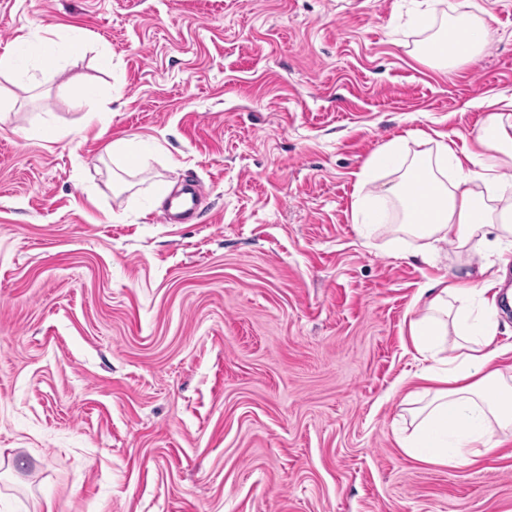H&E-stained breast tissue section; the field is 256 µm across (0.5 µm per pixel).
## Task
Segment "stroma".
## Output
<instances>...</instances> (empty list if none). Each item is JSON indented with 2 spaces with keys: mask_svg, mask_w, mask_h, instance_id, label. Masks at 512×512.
Returning a JSON list of instances; mask_svg holds the SVG:
<instances>
[{
  "mask_svg": "<svg viewBox=\"0 0 512 512\" xmlns=\"http://www.w3.org/2000/svg\"><path fill=\"white\" fill-rule=\"evenodd\" d=\"M420 2L0 0V54L89 45L0 74V512H512V437L456 467L397 442L452 246L427 262L353 221L374 151L512 94V0H474L488 45L450 76L417 59L447 20ZM188 179L199 219L157 223ZM50 36L40 35L36 38L35 44H30L26 37L19 38V46L27 47L38 59L43 70L51 71L58 65V33L55 31L48 32Z\"/></svg>",
  "mask_w": 512,
  "mask_h": 512,
  "instance_id": "35a3bbf8",
  "label": "stroma"
}]
</instances>
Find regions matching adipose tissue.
I'll use <instances>...</instances> for the list:
<instances>
[{
    "label": "adipose tissue",
    "instance_id": "1",
    "mask_svg": "<svg viewBox=\"0 0 512 512\" xmlns=\"http://www.w3.org/2000/svg\"><path fill=\"white\" fill-rule=\"evenodd\" d=\"M472 0H453L447 31L426 38L419 56L448 72L474 62L488 44L490 24L472 10ZM485 114L461 142L450 134L413 129L377 150L357 175L354 214L371 238L385 213L371 199L397 203L401 220L389 230L397 243L411 238L426 251L452 243L461 274L436 278L425 288L420 315L410 333L424 366L421 390L412 393L408 414L413 433L401 442L414 459L447 466L474 464L512 433V375L494 369L499 309L487 298L486 255L512 264V95L481 103ZM423 143L414 154L406 140ZM397 175L376 184L375 169Z\"/></svg>",
    "mask_w": 512,
    "mask_h": 512
}]
</instances>
